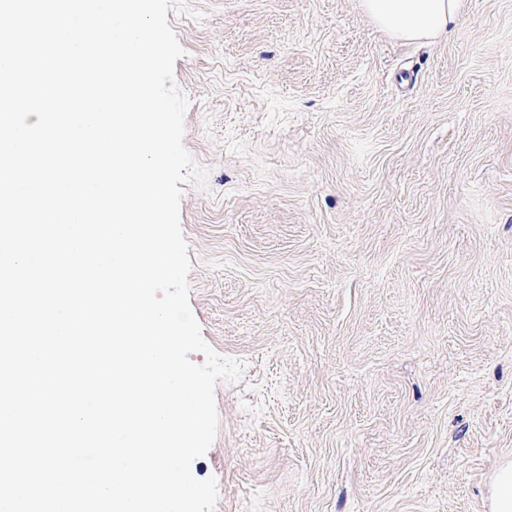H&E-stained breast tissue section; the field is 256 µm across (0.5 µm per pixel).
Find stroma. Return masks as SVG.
I'll return each mask as SVG.
<instances>
[{"instance_id":"stroma-1","label":"stroma","mask_w":512,"mask_h":512,"mask_svg":"<svg viewBox=\"0 0 512 512\" xmlns=\"http://www.w3.org/2000/svg\"><path fill=\"white\" fill-rule=\"evenodd\" d=\"M437 43L359 0H183L181 228L215 512H488L512 462V0Z\"/></svg>"}]
</instances>
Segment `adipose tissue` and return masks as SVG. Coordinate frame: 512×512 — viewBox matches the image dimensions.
Returning <instances> with one entry per match:
<instances>
[{
	"label": "adipose tissue",
	"instance_id": "1",
	"mask_svg": "<svg viewBox=\"0 0 512 512\" xmlns=\"http://www.w3.org/2000/svg\"><path fill=\"white\" fill-rule=\"evenodd\" d=\"M369 20L389 37L441 40L456 26L463 0H362Z\"/></svg>",
	"mask_w": 512,
	"mask_h": 512
}]
</instances>
